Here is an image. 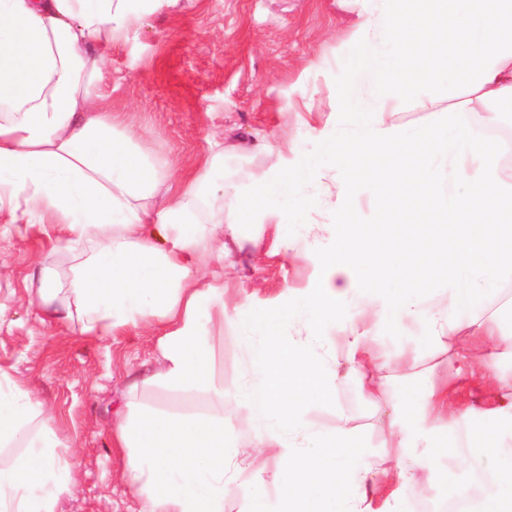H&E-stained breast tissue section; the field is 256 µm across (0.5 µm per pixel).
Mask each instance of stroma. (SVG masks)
I'll return each instance as SVG.
<instances>
[{
    "label": "stroma",
    "mask_w": 512,
    "mask_h": 512,
    "mask_svg": "<svg viewBox=\"0 0 512 512\" xmlns=\"http://www.w3.org/2000/svg\"><path fill=\"white\" fill-rule=\"evenodd\" d=\"M354 23L339 0H188L178 11L158 0L104 64L99 105L122 115L126 134L168 164L174 188L186 186L217 152L230 159L226 181L243 184L287 169L291 141L309 138L302 118L318 127L334 122L333 86L322 65L352 52ZM262 142L269 150L258 151ZM58 236L36 226L18 232L0 217V366L14 369L52 408L57 428L74 445L79 484L63 512H140L112 423L127 385L152 368L157 334L142 329L101 338L43 321L27 280L38 254ZM208 268L223 271L226 306L242 312L272 305L312 274L290 243L256 260L234 249ZM472 347L471 337L461 335L450 350L423 351V380L447 385L452 408L468 402L479 410L512 409V391L460 373L459 356ZM413 353L409 341L389 350L385 373L397 392L376 407L363 408L352 387L339 392V402L354 411L351 426L366 441L379 443L400 395L414 394L401 364Z\"/></svg>",
    "instance_id": "obj_1"
}]
</instances>
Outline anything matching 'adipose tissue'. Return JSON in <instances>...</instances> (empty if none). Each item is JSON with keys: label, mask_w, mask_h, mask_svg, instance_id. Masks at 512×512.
<instances>
[{"label": "adipose tissue", "mask_w": 512, "mask_h": 512, "mask_svg": "<svg viewBox=\"0 0 512 512\" xmlns=\"http://www.w3.org/2000/svg\"><path fill=\"white\" fill-rule=\"evenodd\" d=\"M156 2L0 0V215L64 233L36 263L31 301L83 335L159 333L154 372L129 385L112 424L143 512H311L315 502L362 512L358 492L373 476L390 498L414 499L410 452L430 461L462 431L507 461L483 473L474 496L457 455L447 512H512V447L489 431L512 433V411H452L447 388H430L387 424L401 454L375 461L352 428L315 421L323 407L344 414L340 385L369 403L387 393L365 367L396 345L397 325L438 346L470 328L492 346L480 359L487 371L496 348L512 351V332L480 317L512 284V168L501 162L512 140V0H351L358 59L334 71L336 121L318 131L316 152L291 149L296 169L319 180L264 173L235 189L229 214L220 156L154 208L170 170L97 106L114 41ZM399 112L438 120L412 131L395 122ZM452 145L482 168L450 196ZM425 154L431 166L413 165ZM461 213L483 230L460 270H448L446 224ZM317 223L320 247L310 239ZM260 224L301 245L314 276L263 312L227 313L223 275L207 281L203 270L228 237L261 251ZM366 303L371 329L358 323ZM219 358L238 364L234 377L217 373ZM53 421L0 367V512H62L73 497V444Z\"/></svg>", "instance_id": "1"}]
</instances>
